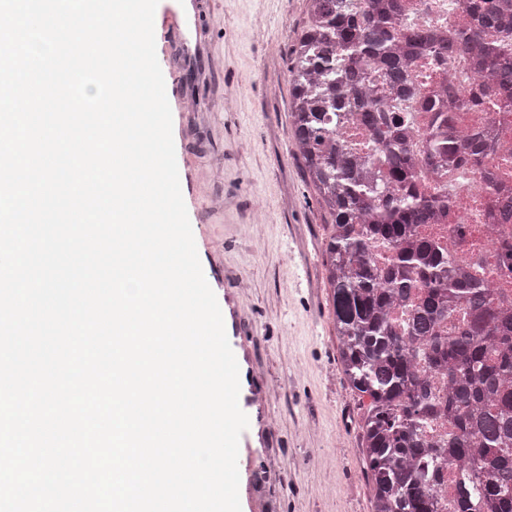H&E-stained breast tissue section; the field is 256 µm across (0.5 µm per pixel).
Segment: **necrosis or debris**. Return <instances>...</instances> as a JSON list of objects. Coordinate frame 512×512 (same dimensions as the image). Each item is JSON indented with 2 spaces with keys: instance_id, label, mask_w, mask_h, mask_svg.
I'll return each mask as SVG.
<instances>
[{
  "instance_id": "4bbe7bcc",
  "label": "necrosis or debris",
  "mask_w": 512,
  "mask_h": 512,
  "mask_svg": "<svg viewBox=\"0 0 512 512\" xmlns=\"http://www.w3.org/2000/svg\"><path fill=\"white\" fill-rule=\"evenodd\" d=\"M405 15L416 25L440 36L455 37L473 24L464 9L449 10L448 0H402ZM416 91L408 98L388 95L393 115L409 118L404 136L416 161L427 156L425 137L436 122V113L426 108L428 101L442 95L446 84L469 91L475 85V68L468 51L453 54L445 67L426 56L414 61ZM455 129L463 134L487 130L492 134V154L486 164L496 172L497 182L512 189V167L501 170L500 161L512 159V111L477 112L459 105L454 112ZM442 186L448 191V207L438 223L424 224L421 235L437 238L455 260H467L477 269L476 277L493 292L512 300V225L491 223L497 209V195L487 180L473 167L455 169L426 177L421 190L431 193Z\"/></svg>"
}]
</instances>
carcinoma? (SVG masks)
I'll return each instance as SVG.
<instances>
[{
  "mask_svg": "<svg viewBox=\"0 0 512 512\" xmlns=\"http://www.w3.org/2000/svg\"><path fill=\"white\" fill-rule=\"evenodd\" d=\"M448 7L475 18L459 41L404 22L400 0H308L289 69L294 145L332 217L324 254L337 353L351 390L367 401L363 452L374 512H438L445 467L459 478L458 512H512V304L498 303L467 265L418 236L447 200L437 189L418 192L422 172L392 133L401 119L367 86L363 68L373 64L386 88L407 95V53L442 66L465 49L487 81L468 92L471 107L512 104V9L493 0ZM487 29L497 40H486ZM346 113L375 136L372 163L383 181L370 182L369 168L336 136V115ZM483 159L484 143L471 136L429 143L434 173ZM375 244L392 252L385 268L369 256ZM417 291L406 325H395L392 312ZM452 320L456 330L444 333ZM426 369L446 380L448 397H430ZM439 419L448 420V437L436 447L426 430Z\"/></svg>",
  "mask_w": 512,
  "mask_h": 512,
  "instance_id": "cac0c4a2",
  "label": "carcinoma"
}]
</instances>
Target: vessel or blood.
<instances>
[{
  "instance_id": "obj_1",
  "label": "vessel or blood",
  "mask_w": 512,
  "mask_h": 512,
  "mask_svg": "<svg viewBox=\"0 0 512 512\" xmlns=\"http://www.w3.org/2000/svg\"><path fill=\"white\" fill-rule=\"evenodd\" d=\"M205 0H159L155 11L156 54L170 68L172 87L167 99L172 114L188 111L189 88L203 85L200 63L206 49ZM226 334L239 365V405L249 418V429L240 436L238 469L241 512H261L260 495L265 474L254 461L253 428L262 419L267 391L249 370L244 340L235 323L227 321Z\"/></svg>"
}]
</instances>
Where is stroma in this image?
<instances>
[{"label": "stroma", "instance_id": "obj_1", "mask_svg": "<svg viewBox=\"0 0 512 512\" xmlns=\"http://www.w3.org/2000/svg\"><path fill=\"white\" fill-rule=\"evenodd\" d=\"M308 0H208V82L175 138L197 188L189 213L216 296L236 304L268 392L256 437L272 512H371L365 409L337 361L324 244L331 217L293 147L288 69Z\"/></svg>", "mask_w": 512, "mask_h": 512}]
</instances>
